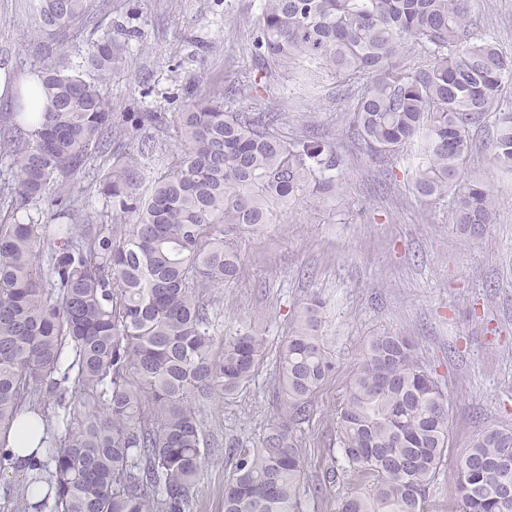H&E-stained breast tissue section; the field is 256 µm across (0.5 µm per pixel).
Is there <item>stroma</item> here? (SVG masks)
Returning <instances> with one entry per match:
<instances>
[{
  "label": "stroma",
  "mask_w": 512,
  "mask_h": 512,
  "mask_svg": "<svg viewBox=\"0 0 512 512\" xmlns=\"http://www.w3.org/2000/svg\"><path fill=\"white\" fill-rule=\"evenodd\" d=\"M96 28L77 27L75 42L122 24L130 35L122 64L100 83L116 112H163L176 117L194 100L225 110L284 112L282 134L324 135L343 157L342 194L335 206L310 198L279 212L273 223L242 234L234 245L243 266L213 307L224 335L263 336L265 356L252 380L223 405H207V433L224 443L252 446L281 413L275 377L279 351L311 296L324 303L321 334L336 368L312 396L301 425L305 450L300 512H338L347 492L369 483L337 482L318 492L345 462L339 451L340 410L351 377L373 337H411L448 401V457L430 491L428 512H461L456 463L484 428L512 426V175L491 163L492 121L470 128L471 166L498 203L497 219L479 239L460 234L451 207L411 187L416 158L403 154L394 170L372 160L348 133L351 99L324 79L309 94L296 77L270 80L260 98L231 97L227 89L256 74L252 21L260 0H108ZM37 0H0V115L17 104L14 87L40 70L45 36L31 24ZM474 35L512 50V0H474ZM96 158L70 180V193L96 224L117 216L95 185L111 169ZM236 460L209 456L192 494L194 512H224V486Z\"/></svg>",
  "instance_id": "obj_1"
}]
</instances>
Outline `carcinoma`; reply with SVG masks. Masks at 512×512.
<instances>
[{
	"instance_id": "1",
	"label": "carcinoma",
	"mask_w": 512,
	"mask_h": 512,
	"mask_svg": "<svg viewBox=\"0 0 512 512\" xmlns=\"http://www.w3.org/2000/svg\"><path fill=\"white\" fill-rule=\"evenodd\" d=\"M90 0H39L42 112H8L0 156V469L27 409L49 451L25 483L0 497L4 512H193L191 490L212 449L197 404H222L251 381L265 353L253 333L220 336L209 294L239 278L230 236L271 224L275 209L306 196L336 200V146L310 135L285 140L284 113L224 111L197 101L175 122L160 112H113L96 81L122 60L105 35L82 49L70 28L92 19ZM472 0H262L253 38L259 91L295 74L315 89L327 75L357 90L349 132L388 169L417 147L412 187L448 200L454 224L483 236L497 215L490 185L468 171L469 128L497 113L492 164L512 173V52L472 36ZM81 58L75 66L71 54ZM163 130L181 145L149 194L130 132ZM94 154L114 159L99 182L112 208L135 218L85 224L70 178ZM49 199L56 245L45 247L30 211ZM322 302L303 307L286 337L276 379L283 411L255 448L237 456L224 512H300L304 456L297 431L311 397L335 369L319 335ZM344 476L373 481L340 512H427L446 460L448 403L407 336L369 343L340 413ZM457 462L461 512H512V427H488Z\"/></svg>"
}]
</instances>
